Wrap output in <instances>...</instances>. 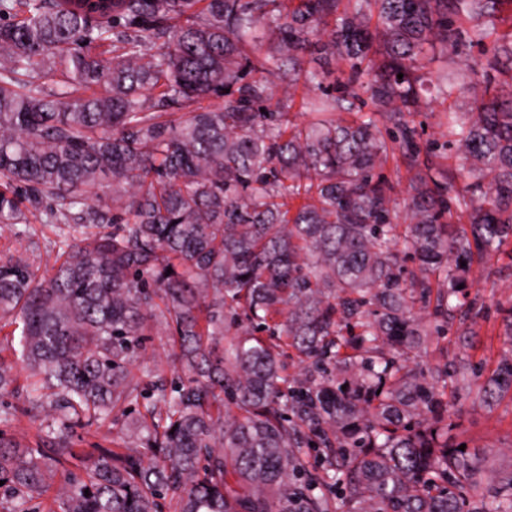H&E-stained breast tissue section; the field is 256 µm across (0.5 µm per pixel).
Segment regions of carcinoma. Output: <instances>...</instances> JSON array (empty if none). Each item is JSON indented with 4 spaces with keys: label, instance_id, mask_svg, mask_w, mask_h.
Wrapping results in <instances>:
<instances>
[{
    "label": "carcinoma",
    "instance_id": "1",
    "mask_svg": "<svg viewBox=\"0 0 512 512\" xmlns=\"http://www.w3.org/2000/svg\"><path fill=\"white\" fill-rule=\"evenodd\" d=\"M507 5L0 0V395L42 422L32 446L0 433L9 512H512V473L448 421L479 370L413 363L429 336L472 346L473 266L512 246ZM474 50L445 176L411 116L433 65ZM300 85L321 93L304 121ZM154 328L169 384L131 371ZM506 394L512 354L476 397ZM127 410L144 452L74 447Z\"/></svg>",
    "mask_w": 512,
    "mask_h": 512
}]
</instances>
